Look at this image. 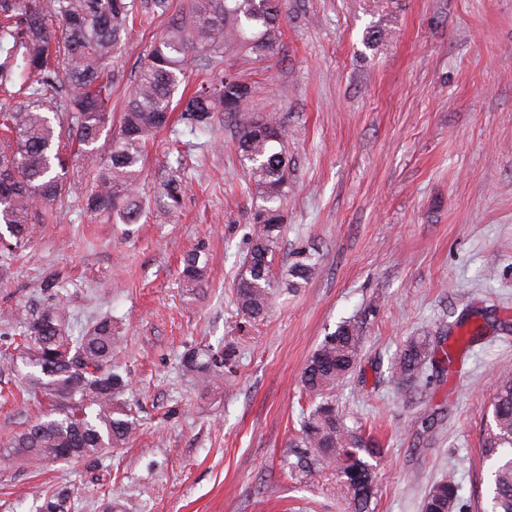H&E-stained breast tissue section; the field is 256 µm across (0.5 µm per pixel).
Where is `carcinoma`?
Returning a JSON list of instances; mask_svg holds the SVG:
<instances>
[{
  "label": "carcinoma",
  "mask_w": 512,
  "mask_h": 512,
  "mask_svg": "<svg viewBox=\"0 0 512 512\" xmlns=\"http://www.w3.org/2000/svg\"><path fill=\"white\" fill-rule=\"evenodd\" d=\"M286 5L287 0H195L192 13L154 43L139 67L112 149L102 155L98 142L112 121L109 71L132 30L138 0H0V87L6 96L0 99V224L10 238L8 249L25 247L33 221L52 219L57 200L71 188L70 168L77 164L97 182L86 196V209L135 223L144 211L139 185L146 144L169 128L178 105L191 132L210 128L217 112L241 117L236 142L248 170L254 210L250 247L235 282L237 311L249 320H262L277 290L305 287L316 269L311 253L296 252L278 279L272 269L290 175L283 122L270 114L251 115L255 90L237 72L217 73L202 80L190 96L174 100L190 50L205 67L229 51L258 60L275 54ZM181 193L182 181L174 170L154 192L155 213H169ZM207 281L202 250L186 253L182 291L195 297ZM14 320L23 328L26 351L18 362L4 356L0 372L23 365L28 394L48 396L50 409L1 444L0 456L24 459L39 469L64 456L101 459L129 444L139 424L125 398L128 382L112 364V318L95 320L78 336L72 335L70 316L59 302L35 314L19 312ZM448 340L422 336L408 341L394 361L398 383L416 378L438 353L442 364L452 362L445 349ZM361 342L360 326L344 321L307 360L300 383L314 404L301 410L282 468L295 476L331 469L348 488L353 512H375L373 460L381 449L363 436L361 427L348 426L333 401L336 386L355 368ZM180 365L199 390L209 392L224 384L234 363L232 355L219 349H193L182 355ZM482 457L490 462L492 512H512V378L493 396ZM36 499L39 512L76 508L74 492L66 486H42ZM457 499L458 486L450 476L430 487L422 512H451Z\"/></svg>",
  "instance_id": "1"
}]
</instances>
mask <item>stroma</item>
Instances as JSON below:
<instances>
[{
    "label": "stroma",
    "instance_id": "obj_1",
    "mask_svg": "<svg viewBox=\"0 0 512 512\" xmlns=\"http://www.w3.org/2000/svg\"><path fill=\"white\" fill-rule=\"evenodd\" d=\"M194 0H168L135 26L114 63L112 111L122 112L152 43ZM276 53L225 54L216 71L255 82L254 110L288 129L291 190L276 265L315 254L305 288L274 295L265 320L236 310L235 279L249 248L252 199L236 152V118L147 148L140 194L180 168L184 193L165 222L144 213L115 224L86 211L94 182L74 186L28 247L0 254V312L54 301L74 330L111 316L113 362L130 380L139 431L103 460L45 463L33 473L0 459V512H35L36 486L74 490L78 512L110 500L140 512H351L330 470L289 478L301 371L343 321L364 336L355 370L335 390L348 425L379 442L377 512H421L451 476L454 512H489L481 440L491 395L512 378V0H288ZM209 256L208 287L178 286L183 255ZM54 277L57 289L44 288ZM483 311L484 339L454 347L453 365L400 386L391 366L414 336H438L463 311ZM234 350L229 391L203 394L183 376L192 347ZM16 375L0 378V443L35 420ZM440 412L430 444L421 416Z\"/></svg>",
    "mask_w": 512,
    "mask_h": 512
}]
</instances>
